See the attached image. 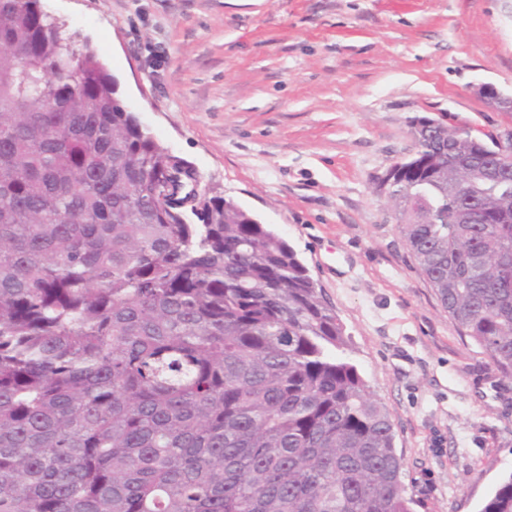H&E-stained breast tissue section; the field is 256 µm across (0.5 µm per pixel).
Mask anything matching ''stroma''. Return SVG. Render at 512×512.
Instances as JSON below:
<instances>
[{
  "label": "stroma",
  "mask_w": 512,
  "mask_h": 512,
  "mask_svg": "<svg viewBox=\"0 0 512 512\" xmlns=\"http://www.w3.org/2000/svg\"><path fill=\"white\" fill-rule=\"evenodd\" d=\"M162 146L297 251L394 427L416 512L512 474V384L460 336L375 179L420 117L512 128V0H42Z\"/></svg>",
  "instance_id": "1"
}]
</instances>
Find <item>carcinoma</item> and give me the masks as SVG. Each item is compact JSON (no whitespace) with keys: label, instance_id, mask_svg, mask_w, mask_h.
Listing matches in <instances>:
<instances>
[{"label":"carcinoma","instance_id":"cac0c4a2","mask_svg":"<svg viewBox=\"0 0 512 512\" xmlns=\"http://www.w3.org/2000/svg\"><path fill=\"white\" fill-rule=\"evenodd\" d=\"M378 178L512 383V152L463 124ZM292 246L128 111L41 0H0V512H413L394 428ZM479 512H512V474Z\"/></svg>","mask_w":512,"mask_h":512}]
</instances>
